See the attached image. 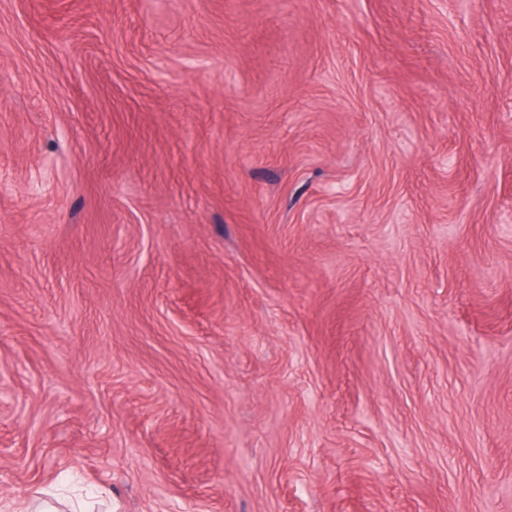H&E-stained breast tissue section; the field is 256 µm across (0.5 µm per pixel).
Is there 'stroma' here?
<instances>
[{
    "instance_id": "obj_1",
    "label": "stroma",
    "mask_w": 512,
    "mask_h": 512,
    "mask_svg": "<svg viewBox=\"0 0 512 512\" xmlns=\"http://www.w3.org/2000/svg\"><path fill=\"white\" fill-rule=\"evenodd\" d=\"M512 512V0H0V512Z\"/></svg>"
}]
</instances>
